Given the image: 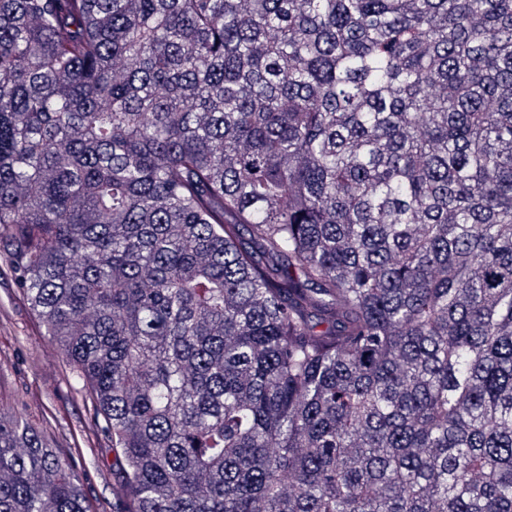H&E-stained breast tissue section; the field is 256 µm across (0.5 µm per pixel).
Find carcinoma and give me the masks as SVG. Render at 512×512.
<instances>
[{
	"mask_svg": "<svg viewBox=\"0 0 512 512\" xmlns=\"http://www.w3.org/2000/svg\"><path fill=\"white\" fill-rule=\"evenodd\" d=\"M0 250V512H512V0H0ZM74 373L0 260V409L35 425L49 417V442L65 447L92 414ZM101 446L95 448L82 475L85 505L90 512L99 510L102 505L112 512V484L117 479L115 471H112V444L103 439Z\"/></svg>",
	"mask_w": 512,
	"mask_h": 512,
	"instance_id": "cac0c4a2",
	"label": "carcinoma"
}]
</instances>
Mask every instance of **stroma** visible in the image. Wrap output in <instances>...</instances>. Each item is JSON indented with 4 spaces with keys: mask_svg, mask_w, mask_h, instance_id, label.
<instances>
[{
    "mask_svg": "<svg viewBox=\"0 0 512 512\" xmlns=\"http://www.w3.org/2000/svg\"><path fill=\"white\" fill-rule=\"evenodd\" d=\"M0 411L13 412L33 424L49 421L50 443L77 441L92 414L72 365L52 342L45 327L0 263ZM112 444L102 441L82 476L90 512L111 507Z\"/></svg>",
    "mask_w": 512,
    "mask_h": 512,
    "instance_id": "obj_1",
    "label": "stroma"
}]
</instances>
